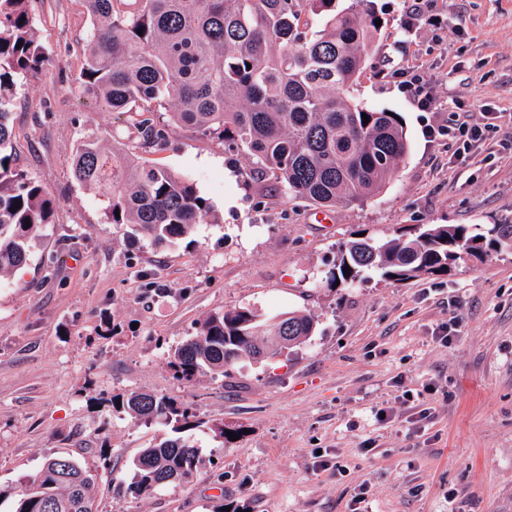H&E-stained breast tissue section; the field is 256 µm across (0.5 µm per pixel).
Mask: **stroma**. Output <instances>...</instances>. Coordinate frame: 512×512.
I'll return each instance as SVG.
<instances>
[{
    "label": "stroma",
    "mask_w": 512,
    "mask_h": 512,
    "mask_svg": "<svg viewBox=\"0 0 512 512\" xmlns=\"http://www.w3.org/2000/svg\"><path fill=\"white\" fill-rule=\"evenodd\" d=\"M374 2L382 25L348 94L402 118L409 148L390 183L319 207L246 152L173 128L148 159L193 182L216 219L156 244L108 224L106 200L72 173L82 141L130 150L137 136L75 88L92 30L82 0H28L46 64L17 84L12 157L60 205L28 266L0 280V488L67 452L110 464L98 512H350L362 492L369 512H512V253L443 276L325 283L337 242L358 234L512 224V0H427L431 25L412 0ZM407 71L430 86V108ZM485 116L483 138L458 152L449 130ZM240 306L307 310L318 331L290 354L176 379L171 349ZM134 391L206 423L191 436L196 472L148 496L129 489L132 461L171 429L113 411ZM219 424L237 440L215 438Z\"/></svg>",
    "instance_id": "obj_1"
}]
</instances>
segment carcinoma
<instances>
[{
	"label": "carcinoma",
	"mask_w": 512,
	"mask_h": 512,
	"mask_svg": "<svg viewBox=\"0 0 512 512\" xmlns=\"http://www.w3.org/2000/svg\"><path fill=\"white\" fill-rule=\"evenodd\" d=\"M92 20L78 92L129 114L137 148H163L168 125L191 127L244 150L293 195L321 207L363 202L393 178L408 150L401 119L347 94L372 55L378 17L371 0H82ZM322 16L310 31L309 18ZM45 56L27 0H0V277L28 264L37 232L53 223L59 199L12 164L10 111L19 79L36 76ZM169 114L161 125L156 113ZM367 114L369 120L362 119ZM74 178L108 201L107 223L126 225L157 244L188 235L210 217L196 186L117 145L81 143ZM29 227H24L25 222ZM512 253V232L460 224H425L415 233L376 241L352 237L336 245L326 275L333 288H352L375 275L408 281L444 274L466 256ZM349 272H344V269ZM288 317L281 346L278 322ZM315 315H267L252 307L214 313L169 354L177 379L224 375L257 343L278 356L317 332ZM135 419H164L176 436L140 451L134 460L137 495L164 479L190 478L198 457L185 434L203 422L190 408L146 392L112 399ZM98 473L69 455L47 458L0 498L11 512H97Z\"/></svg>",
	"instance_id": "1"
}]
</instances>
